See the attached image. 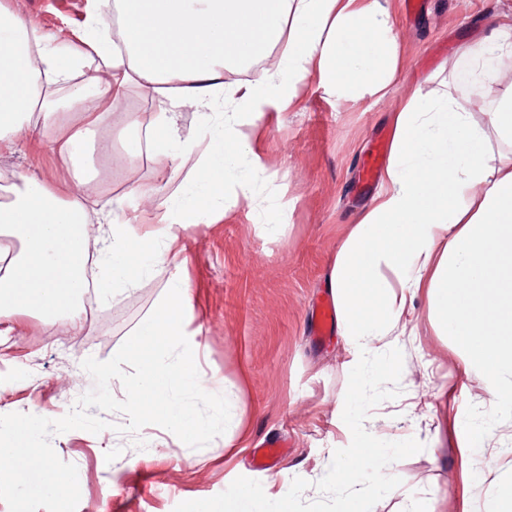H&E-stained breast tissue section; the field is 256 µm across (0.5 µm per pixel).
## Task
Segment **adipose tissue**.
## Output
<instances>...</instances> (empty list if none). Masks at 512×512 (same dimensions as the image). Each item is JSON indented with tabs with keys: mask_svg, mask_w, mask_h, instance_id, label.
I'll return each mask as SVG.
<instances>
[{
	"mask_svg": "<svg viewBox=\"0 0 512 512\" xmlns=\"http://www.w3.org/2000/svg\"><path fill=\"white\" fill-rule=\"evenodd\" d=\"M96 62L111 74L98 90L100 111H88L77 90L51 98L48 85H66L73 70ZM252 66V80L225 89V73ZM401 68L394 22L379 0H90L75 41L39 30L0 0V152L31 128L51 142L74 187L64 197L33 170L12 172L0 234L17 245L0 247V316L75 320L88 288L103 300L122 295L167 262L174 225L223 216L219 187L246 146L240 119L210 126L189 198L155 215L149 243L112 223L111 199H92L83 146L95 134L111 154L106 106L129 84L146 79L156 92L203 106L226 90L237 112L257 116L292 108L312 74L337 101L384 99ZM124 124L151 134L158 176L175 152L194 150L179 141L174 113H130ZM494 137L512 143V82L483 125L451 96L426 106L420 93L409 95L394 114L383 191L339 247L330 286L341 335L365 355L425 291L435 324L511 413L512 154L490 164ZM93 221L95 251L86 235Z\"/></svg>",
	"mask_w": 512,
	"mask_h": 512,
	"instance_id": "ef3b65f1",
	"label": "adipose tissue"
}]
</instances>
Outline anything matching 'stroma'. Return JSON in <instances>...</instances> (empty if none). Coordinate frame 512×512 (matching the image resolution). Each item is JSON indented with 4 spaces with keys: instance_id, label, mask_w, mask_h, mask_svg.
<instances>
[{
    "instance_id": "1",
    "label": "stroma",
    "mask_w": 512,
    "mask_h": 512,
    "mask_svg": "<svg viewBox=\"0 0 512 512\" xmlns=\"http://www.w3.org/2000/svg\"><path fill=\"white\" fill-rule=\"evenodd\" d=\"M40 29L75 37L88 0H6ZM399 35L403 68L392 94L337 103L317 76L296 105L266 112L243 132L264 168L254 172L253 203L230 207L212 224L175 227L190 245L187 264L157 268L135 292L98 303L77 324L50 323L11 314V336L0 339V415L33 410L64 416L94 386L82 363L111 359L165 295L168 282L187 279L193 308L184 319L187 338L199 351V371L209 392L232 388L233 424L223 438L200 449L147 425L123 432L128 418L103 413L108 429L71 430L52 436L58 457L78 470L76 512H174L186 500L208 499L240 476L257 480L272 499L288 488L284 477L309 481L302 498H319L315 484L336 449L351 442L342 420L354 350L340 334H313V303L329 295L336 252L352 224L372 205L379 187L362 188L370 149L392 136L393 115L405 97L420 90L425 102L453 96L478 123H486L507 69L473 90L472 61L463 43L487 35L512 0H422L407 13L402 0H382ZM173 112L181 139L201 140L214 120L211 108L153 96L133 87L112 105L113 123L125 112ZM196 155L176 157L157 178L150 157L122 166L99 159L97 185L118 199L112 218L133 224L137 235L154 231L155 207L179 199ZM38 171L55 186L69 173L48 140L21 133L17 148L0 153V183L17 169ZM161 183L156 200L138 186ZM397 347L404 363L398 397L375 406L365 428L388 441L414 438L422 452L388 465L402 484L372 512H481L500 482L512 480V416L499 412L487 377L466 367L461 348L435 325L426 293L375 353ZM270 437L289 439L290 451L272 467H253L251 450Z\"/></svg>"
}]
</instances>
